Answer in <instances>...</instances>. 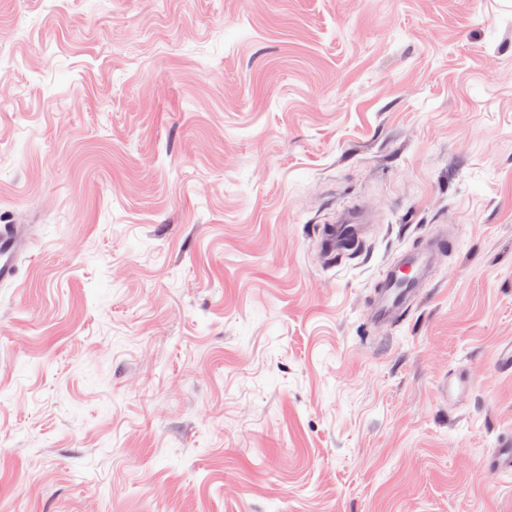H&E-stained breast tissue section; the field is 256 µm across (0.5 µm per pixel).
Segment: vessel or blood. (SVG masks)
Returning a JSON list of instances; mask_svg holds the SVG:
<instances>
[{
	"label": "vessel or blood",
	"mask_w": 512,
	"mask_h": 512,
	"mask_svg": "<svg viewBox=\"0 0 512 512\" xmlns=\"http://www.w3.org/2000/svg\"><path fill=\"white\" fill-rule=\"evenodd\" d=\"M367 226L359 210L339 212L335 224L324 236L328 252H335L348 241L360 239ZM32 244L27 225H0V283L16 280V257ZM454 244L450 237L430 238L422 247L404 252L381 280L370 306L369 317L375 323L392 322L402 317L430 281L439 255ZM487 474H512V448H501L484 461Z\"/></svg>",
	"instance_id": "vessel-or-blood-1"
}]
</instances>
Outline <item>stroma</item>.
Segmentation results:
<instances>
[{
    "label": "stroma",
    "instance_id": "35a3bbf8",
    "mask_svg": "<svg viewBox=\"0 0 512 512\" xmlns=\"http://www.w3.org/2000/svg\"><path fill=\"white\" fill-rule=\"evenodd\" d=\"M13 223L0 512H512V0H0ZM366 224L361 218L359 210L344 208L339 212L336 224L330 226L323 238L326 250L333 253L348 241L360 239L366 232ZM450 236L430 238L422 247L401 254L373 297L369 314L372 322H394L405 314L430 281L438 256L453 246L455 240ZM488 475L512 474V448H498L496 453L484 461Z\"/></svg>",
    "mask_w": 512,
    "mask_h": 512
}]
</instances>
